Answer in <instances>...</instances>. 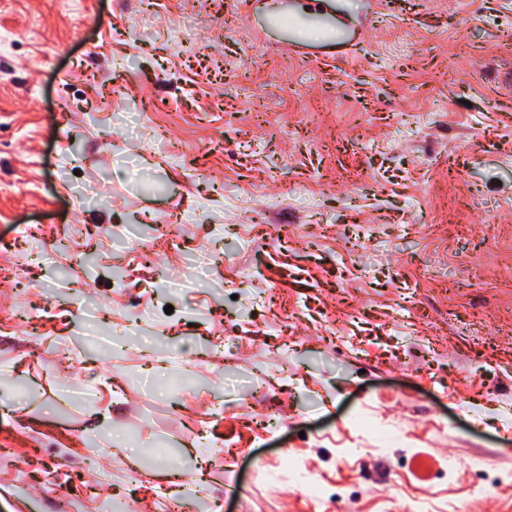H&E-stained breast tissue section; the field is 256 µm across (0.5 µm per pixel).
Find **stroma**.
Returning <instances> with one entry per match:
<instances>
[{
	"label": "stroma",
	"instance_id": "35a3bbf8",
	"mask_svg": "<svg viewBox=\"0 0 512 512\" xmlns=\"http://www.w3.org/2000/svg\"><path fill=\"white\" fill-rule=\"evenodd\" d=\"M328 8L0 0V512H512V0Z\"/></svg>",
	"mask_w": 512,
	"mask_h": 512
}]
</instances>
